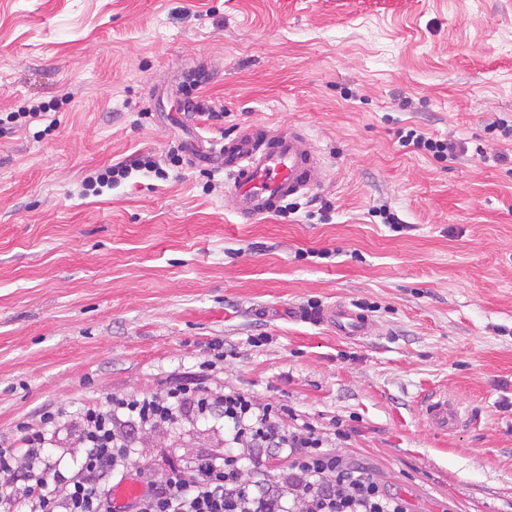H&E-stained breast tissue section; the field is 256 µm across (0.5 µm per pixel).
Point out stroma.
I'll return each mask as SVG.
<instances>
[{
	"instance_id": "stroma-1",
	"label": "stroma",
	"mask_w": 512,
	"mask_h": 512,
	"mask_svg": "<svg viewBox=\"0 0 512 512\" xmlns=\"http://www.w3.org/2000/svg\"><path fill=\"white\" fill-rule=\"evenodd\" d=\"M190 93L220 119L184 113ZM256 123L302 130L327 179L241 224L223 168L187 149ZM506 124L512 0H0V442L49 403L157 391L219 339L211 389L293 409L407 512H512ZM410 129L455 160L402 146ZM140 155L167 178L84 191ZM313 302L370 328L307 322ZM431 395L460 409L448 434ZM223 449L189 419L132 458L164 473ZM314 322L335 328L345 336H362L370 328L369 322L358 312L342 304L322 307L310 313ZM425 416L431 427L442 433H447L461 421L456 408L448 403V399L428 397L425 401Z\"/></svg>"
}]
</instances>
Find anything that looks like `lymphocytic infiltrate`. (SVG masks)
<instances>
[{"label":"lymphocytic infiltrate","mask_w":512,"mask_h":512,"mask_svg":"<svg viewBox=\"0 0 512 512\" xmlns=\"http://www.w3.org/2000/svg\"><path fill=\"white\" fill-rule=\"evenodd\" d=\"M287 412L238 389L213 390L176 377L154 393L108 395L85 406L81 452L64 470L47 449L68 413L49 405L36 419L17 423L12 448H0V503L13 505V512H113L112 481L131 473L144 489L127 512H405L314 427L284 425ZM188 417L221 423L228 452L199 456L168 475L132 469L136 433ZM245 457L253 470L247 482L240 477Z\"/></svg>","instance_id":"1"}]
</instances>
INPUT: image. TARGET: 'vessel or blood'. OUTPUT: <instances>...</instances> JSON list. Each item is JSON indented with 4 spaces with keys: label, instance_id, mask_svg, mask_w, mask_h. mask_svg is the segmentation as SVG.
I'll return each mask as SVG.
<instances>
[{
    "label": "vessel or blood",
    "instance_id": "b4317fda",
    "mask_svg": "<svg viewBox=\"0 0 512 512\" xmlns=\"http://www.w3.org/2000/svg\"><path fill=\"white\" fill-rule=\"evenodd\" d=\"M195 155L223 166L232 181L233 210L244 224L278 213L288 200L311 195L326 178L323 162L298 131L275 133L256 125L214 150L197 143ZM310 318L346 336L364 335L370 327L361 314L342 304L322 307ZM425 416L442 433L461 420L453 405L434 396L425 401Z\"/></svg>",
    "mask_w": 512,
    "mask_h": 512
}]
</instances>
